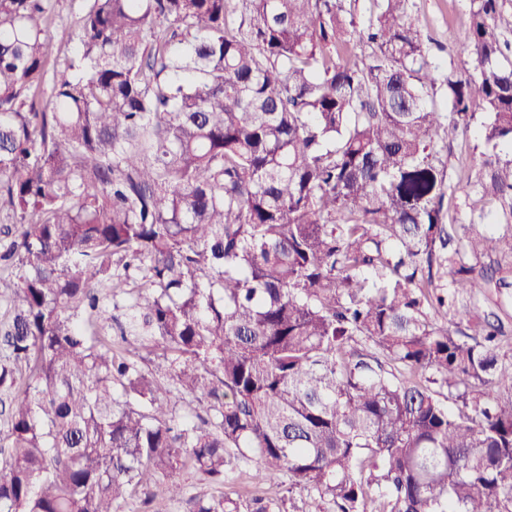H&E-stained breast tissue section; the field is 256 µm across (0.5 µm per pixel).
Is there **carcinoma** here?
<instances>
[{
  "label": "carcinoma",
  "mask_w": 512,
  "mask_h": 512,
  "mask_svg": "<svg viewBox=\"0 0 512 512\" xmlns=\"http://www.w3.org/2000/svg\"><path fill=\"white\" fill-rule=\"evenodd\" d=\"M356 2L86 0L63 55L55 0H0V512L175 499L233 448L336 512H512V0L445 74L410 0ZM481 153H488V149L480 141L470 137L466 141L459 140L449 156V164L453 175L463 174L469 167L481 159Z\"/></svg>",
  "instance_id": "carcinoma-1"
}]
</instances>
